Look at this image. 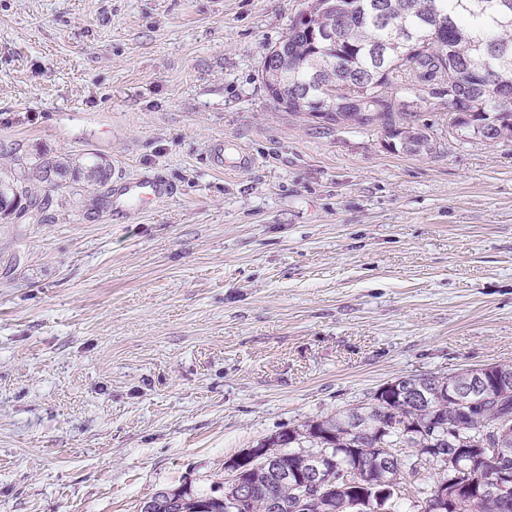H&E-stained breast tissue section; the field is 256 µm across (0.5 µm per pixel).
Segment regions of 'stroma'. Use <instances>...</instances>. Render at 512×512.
Returning <instances> with one entry per match:
<instances>
[{
    "instance_id": "1",
    "label": "stroma",
    "mask_w": 512,
    "mask_h": 512,
    "mask_svg": "<svg viewBox=\"0 0 512 512\" xmlns=\"http://www.w3.org/2000/svg\"><path fill=\"white\" fill-rule=\"evenodd\" d=\"M310 0H0V171L160 178L0 222V512H140L397 377L512 364V142L410 154L269 98ZM244 170L211 169L213 147ZM170 186L159 179H136L121 184L118 196L114 203L116 208H123L125 204L138 202L141 204L163 200L171 195Z\"/></svg>"
}]
</instances>
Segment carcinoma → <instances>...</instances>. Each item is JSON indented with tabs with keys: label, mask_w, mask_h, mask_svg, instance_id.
<instances>
[{
	"label": "carcinoma",
	"mask_w": 512,
	"mask_h": 512,
	"mask_svg": "<svg viewBox=\"0 0 512 512\" xmlns=\"http://www.w3.org/2000/svg\"><path fill=\"white\" fill-rule=\"evenodd\" d=\"M373 1L383 6L382 24L371 10ZM437 16L447 21L439 31L429 26ZM312 24V30L296 22L288 28L280 40L288 53L281 69L262 67L265 87L284 109L334 126L377 124L404 151L417 154L433 150L434 144L427 125L418 122L416 100L426 88L442 84L448 134L512 141V98L492 99L453 82L455 72L469 69L478 83L512 92V0H318ZM327 26L336 28L333 44L313 36V30ZM405 30L415 35L413 50L404 56L382 55L386 43ZM396 79L407 97L387 94ZM347 96L362 99V106L338 105L334 112H315L311 106ZM50 173L65 177L69 187L102 184L111 176V170L97 163L39 153L20 172L0 175V217L42 212L44 203L32 192L31 182L43 183ZM466 374L476 382L482 375L491 385L499 376L512 380V365ZM472 401L466 414L445 392L430 405L413 409L376 394L368 407L340 410L301 429H285L269 441L282 440V465L290 471L299 469L309 452L326 455L325 463L334 468L326 492L309 497L302 512H400L403 469L416 473L423 459L435 466L436 477L414 488V512H430L442 491L448 492L455 512H512V479L494 477L496 467L480 445L500 422L512 424V394L485 402L476 391ZM380 448L392 451L389 471L378 462ZM401 448L413 449V455L400 456ZM243 480L250 499L238 512H266L271 496L282 502V512H292L299 489L275 468L250 463ZM156 496L162 512H225L222 494L178 487ZM171 497L182 501L173 511L167 505Z\"/></svg>",
	"instance_id": "1"
}]
</instances>
